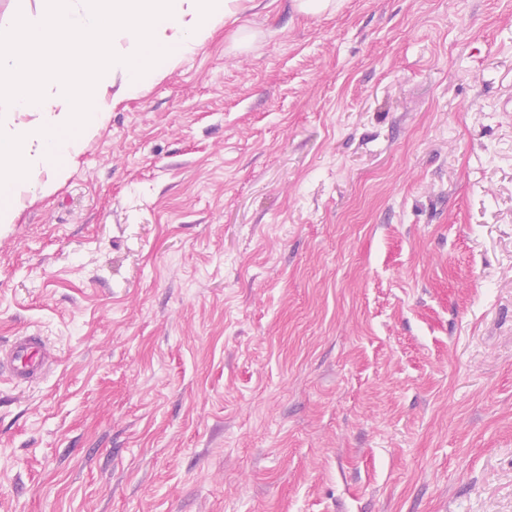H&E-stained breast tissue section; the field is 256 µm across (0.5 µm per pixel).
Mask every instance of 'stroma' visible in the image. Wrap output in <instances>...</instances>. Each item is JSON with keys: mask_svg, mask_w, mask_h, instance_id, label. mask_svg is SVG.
<instances>
[{"mask_svg": "<svg viewBox=\"0 0 512 512\" xmlns=\"http://www.w3.org/2000/svg\"><path fill=\"white\" fill-rule=\"evenodd\" d=\"M0 226V512H512V0H240ZM54 353L40 336H15L0 349V375L8 373L20 382H37L53 366Z\"/></svg>", "mask_w": 512, "mask_h": 512, "instance_id": "1", "label": "stroma"}]
</instances>
